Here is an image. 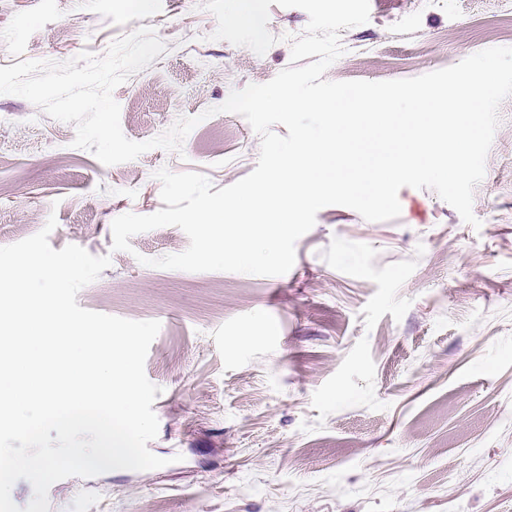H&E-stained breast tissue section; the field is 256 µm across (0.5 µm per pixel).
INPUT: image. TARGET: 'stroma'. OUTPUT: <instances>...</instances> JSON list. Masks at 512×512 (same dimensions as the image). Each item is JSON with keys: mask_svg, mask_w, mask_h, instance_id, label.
I'll use <instances>...</instances> for the list:
<instances>
[{"mask_svg": "<svg viewBox=\"0 0 512 512\" xmlns=\"http://www.w3.org/2000/svg\"><path fill=\"white\" fill-rule=\"evenodd\" d=\"M307 24L271 5L259 55L214 39L204 0H0V67L101 56L147 26L166 51L114 90L124 135L201 118L181 152L106 166L73 147L72 124L0 95V246L56 217L53 249L111 258L79 305L161 324L148 447L167 466L60 480L49 512H512V96L474 190L480 228L405 187L393 220L322 208L281 276L140 264L188 247L174 226L112 248L117 216L162 209L159 169L218 189L255 169L258 134L219 107L288 67ZM339 34L326 80L413 78L512 47V0H370Z\"/></svg>", "mask_w": 512, "mask_h": 512, "instance_id": "35a3bbf8", "label": "stroma"}]
</instances>
